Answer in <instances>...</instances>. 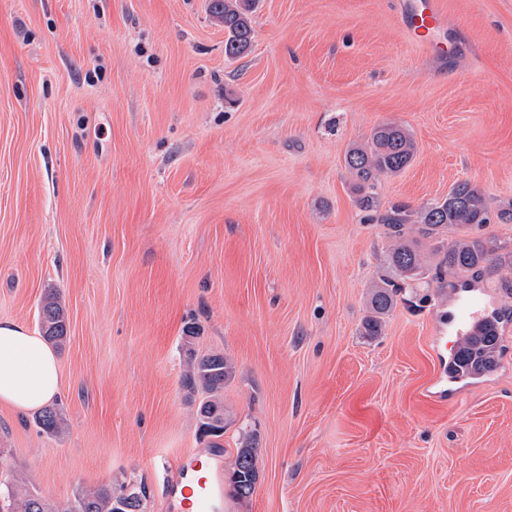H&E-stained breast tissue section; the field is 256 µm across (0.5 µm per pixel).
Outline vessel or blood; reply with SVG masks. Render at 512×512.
<instances>
[{
  "mask_svg": "<svg viewBox=\"0 0 512 512\" xmlns=\"http://www.w3.org/2000/svg\"><path fill=\"white\" fill-rule=\"evenodd\" d=\"M396 10L403 27L416 41L432 51H439L434 35L448 25L439 0H398ZM497 312L495 302L482 288L474 284H460L448 303L447 311L439 318L437 332L451 335L454 344L466 342L479 346ZM220 495L217 482L202 475L200 466L194 464L184 471L177 508L179 512H214Z\"/></svg>",
  "mask_w": 512,
  "mask_h": 512,
  "instance_id": "1",
  "label": "vessel or blood"
}]
</instances>
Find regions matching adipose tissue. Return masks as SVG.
<instances>
[{"label": "adipose tissue", "instance_id": "obj_1", "mask_svg": "<svg viewBox=\"0 0 512 512\" xmlns=\"http://www.w3.org/2000/svg\"><path fill=\"white\" fill-rule=\"evenodd\" d=\"M64 378L56 351L37 332L0 320V402L24 413L59 396Z\"/></svg>", "mask_w": 512, "mask_h": 512}]
</instances>
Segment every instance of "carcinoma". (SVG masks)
Returning <instances> with one entry per match:
<instances>
[{
  "instance_id": "1",
  "label": "carcinoma",
  "mask_w": 512,
  "mask_h": 512,
  "mask_svg": "<svg viewBox=\"0 0 512 512\" xmlns=\"http://www.w3.org/2000/svg\"><path fill=\"white\" fill-rule=\"evenodd\" d=\"M253 0H209L212 16L224 25V53L238 58L249 50L252 40L251 13ZM416 153L415 142L402 127L383 124L376 127L368 141L350 148L345 163L354 182L352 191L360 210L371 213L370 220L384 225L396 245L388 255L393 277L384 278L373 292L369 315L362 322L365 336L382 334L385 316L397 302V296L415 281L425 278L426 269L413 235L436 236L448 226H481L489 223L488 198L479 187L464 181L456 184L442 201L418 210L393 204L379 211L374 192L383 176L401 173ZM494 249L478 238L461 239L445 254L444 263L462 274H481L493 261ZM39 323L44 338L58 346L67 336V320L63 306L54 293H49L39 310ZM188 364L184 376L187 389L197 393L200 401L197 417L200 430L207 436H224L229 422L224 415V385L235 374L233 361L222 353L197 356L187 351ZM43 432L58 435L65 422L53 407L44 408L36 417ZM258 443L254 432H248L239 443L235 459L229 466L226 481L234 497L244 500L253 495L259 479ZM146 491L142 486L123 487L118 493L112 486L83 489L63 505L51 503L28 492L17 480L0 491V512H144Z\"/></svg>"
}]
</instances>
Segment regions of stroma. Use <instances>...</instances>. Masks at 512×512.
Segmentation results:
<instances>
[{
    "label": "stroma",
    "instance_id": "stroma-1",
    "mask_svg": "<svg viewBox=\"0 0 512 512\" xmlns=\"http://www.w3.org/2000/svg\"><path fill=\"white\" fill-rule=\"evenodd\" d=\"M395 2L257 0L232 59L208 0H0V319L37 329L53 291L69 323L66 430L0 404L1 484L53 503L142 484L146 512H174L178 459L223 472L245 428L259 481L222 512H512V222L420 239L428 287L363 336L392 241L345 164L399 124L417 153L381 205L467 180L512 207V0H441L443 56ZM470 236L498 255L480 276L497 368L438 398L437 294L457 279L438 247ZM190 348L236 367L218 439Z\"/></svg>",
    "mask_w": 512,
    "mask_h": 512
}]
</instances>
